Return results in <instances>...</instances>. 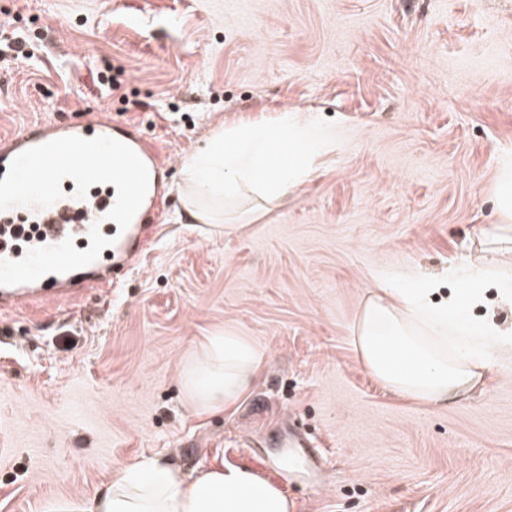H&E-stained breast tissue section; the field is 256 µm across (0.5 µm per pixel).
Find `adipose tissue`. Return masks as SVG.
I'll list each match as a JSON object with an SVG mask.
<instances>
[{
	"label": "adipose tissue",
	"instance_id": "adipose-tissue-1",
	"mask_svg": "<svg viewBox=\"0 0 512 512\" xmlns=\"http://www.w3.org/2000/svg\"><path fill=\"white\" fill-rule=\"evenodd\" d=\"M499 243L495 263H473L461 276L466 288L433 305L432 282L382 288L363 306L355 336L360 363L387 389L436 406L467 393L489 369L491 349L512 346L494 321L472 322L466 308L477 284L490 279L512 296V167L494 186ZM265 355L247 337L207 336L179 375L186 400L201 411L235 404L252 386ZM274 484L249 469L221 465L185 473L160 456L135 458L110 474L85 504H61L55 512H291Z\"/></svg>",
	"mask_w": 512,
	"mask_h": 512
}]
</instances>
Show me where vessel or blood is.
<instances>
[{
	"mask_svg": "<svg viewBox=\"0 0 512 512\" xmlns=\"http://www.w3.org/2000/svg\"><path fill=\"white\" fill-rule=\"evenodd\" d=\"M66 136L87 139L107 136L129 146L149 172V189L142 205L127 229L122 230L116 222L106 217L116 199L115 185H92L87 197L78 199L74 196L75 181L63 179L61 185L65 194L52 205L44 208L15 206L0 211V258L18 260L25 255L27 249L56 245L68 237L73 238L77 250H87L90 246L89 230L96 224L103 236L114 241L113 246L102 250V258L125 266L132 265L149 240L150 220L159 204L160 171L164 163L160 152L128 126L116 124L110 117L101 114L74 123L37 124L28 132L0 142V179L6 176L11 161L17 155ZM111 285V279L95 277L92 266L88 265L76 272L51 273L33 282L0 285V304L19 305L27 301L51 299L60 290L77 286L108 288ZM290 441L298 450L306 476H317L321 459L311 450L307 439L294 434Z\"/></svg>",
	"mask_w": 512,
	"mask_h": 512,
	"instance_id": "vessel-or-blood-1",
	"label": "vessel or blood"
}]
</instances>
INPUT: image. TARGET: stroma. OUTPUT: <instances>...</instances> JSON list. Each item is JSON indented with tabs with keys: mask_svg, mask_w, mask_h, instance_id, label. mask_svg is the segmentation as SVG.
I'll list each match as a JSON object with an SVG mask.
<instances>
[{
	"mask_svg": "<svg viewBox=\"0 0 512 512\" xmlns=\"http://www.w3.org/2000/svg\"><path fill=\"white\" fill-rule=\"evenodd\" d=\"M28 59L0 60V140L109 113L169 164L153 238L108 290L0 312V512H52L162 455L278 486L293 512H512V350L465 398L430 407L355 353L372 291L495 261L483 233L512 165V0H0ZM123 70L119 93L98 72ZM298 110L338 137L286 200L243 191L190 219L184 164L238 123ZM266 355L217 414L179 374L204 337ZM323 443L329 485L270 438Z\"/></svg>",
	"mask_w": 512,
	"mask_h": 512,
	"instance_id": "35a3bbf8",
	"label": "stroma"
}]
</instances>
